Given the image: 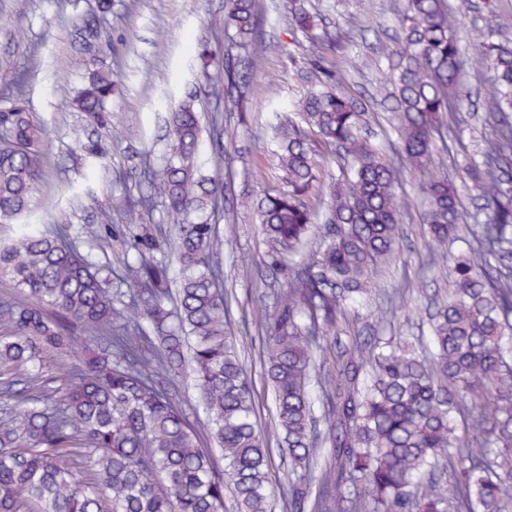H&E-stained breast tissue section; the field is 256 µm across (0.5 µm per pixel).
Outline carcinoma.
Here are the masks:
<instances>
[{
	"mask_svg": "<svg viewBox=\"0 0 512 512\" xmlns=\"http://www.w3.org/2000/svg\"><path fill=\"white\" fill-rule=\"evenodd\" d=\"M260 0H225L211 25L231 34L222 71L231 103L250 110L252 65L267 49ZM295 29L311 43L314 86L297 102L300 122L274 127L288 189L255 202L269 267L284 276L264 344L276 423L263 430L256 396L233 340L218 263L224 239L211 222L223 186L203 176L197 105L204 88L168 113L164 166L142 162L147 189L124 202L126 219L162 207L175 228L179 266L168 288L165 251L151 229L128 239L135 259L110 288L112 268L52 234L0 243V278L22 299L0 303V512H272L268 438L288 458L285 512H512V15L462 37L448 0H406L395 46L375 96L391 101L402 166L421 173L448 150V120L464 111V56L492 72V131L480 161L463 167L490 209L478 243L448 252L461 211L456 187L419 184L429 248L452 264L427 304L428 336L416 347L351 336L349 309L373 293L399 257L408 203L400 167L371 139L365 109L336 79L347 62L340 32L316 23L304 0H288ZM13 87L0 101V223L30 211L46 157V133L29 113L27 74L7 65ZM116 90L95 68L72 106L102 126ZM343 164L324 221L308 197L318 183L317 146ZM319 247L306 250L313 232ZM85 233L109 242L119 230ZM112 329L93 348L75 330ZM49 352L73 357L53 379ZM206 423L190 420L163 379L185 370ZM54 386H49V383Z\"/></svg>",
	"mask_w": 512,
	"mask_h": 512,
	"instance_id": "carcinoma-1",
	"label": "carcinoma"
}]
</instances>
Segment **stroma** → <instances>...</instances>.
Returning a JSON list of instances; mask_svg holds the SVG:
<instances>
[{
    "label": "stroma",
    "mask_w": 512,
    "mask_h": 512,
    "mask_svg": "<svg viewBox=\"0 0 512 512\" xmlns=\"http://www.w3.org/2000/svg\"><path fill=\"white\" fill-rule=\"evenodd\" d=\"M264 33L268 49L256 64L253 105L248 112H229L224 97H210L209 109L221 112L225 134L232 144L217 157L210 138L200 146L202 174L224 186V209L215 216L224 239L220 263L230 307V331L241 349L255 391L261 427H269L275 407L263 374L262 346L273 300L264 265L265 232L255 210L241 207L242 195L262 196L283 187L278 148L269 124L274 113L295 119L293 103L308 88L305 52L294 33L284 0H263ZM398 0H307L311 11L339 24L353 49L340 76L356 97L371 91L378 75L368 61L376 49L393 44ZM224 0H110L101 12L100 0H0V62L25 70L28 101L34 117L47 132V165L31 211L23 218L0 224V240L14 239L23 228L50 231L59 210H67L69 234L83 252L112 268H121L125 248L120 242L105 246L87 238L84 225L124 224L121 202L140 193L139 172L145 155L160 157L164 117L178 106L187 90L203 84L196 68L202 45L224 44L223 31L211 29L212 14L223 12ZM100 20L101 38H85L77 29L81 20ZM111 66L119 90L108 112V126L97 129L85 115L71 109L67 99L83 85L97 63ZM474 113L459 134L464 150L436 157L432 171L454 181L463 221L469 227L484 223L486 214L461 177V169L477 154L489 132L488 100L484 87L489 71L472 65ZM101 140L104 163L88 158L80 149L88 139ZM409 197L411 208L403 217L400 258L390 274L377 281L369 307L360 309L356 329L363 334L418 336L423 332L420 305L442 284L448 267L432 259L425 244L423 207L418 177L405 173L398 189ZM399 291L398 310L391 325L380 322Z\"/></svg>",
    "instance_id": "obj_1"
}]
</instances>
